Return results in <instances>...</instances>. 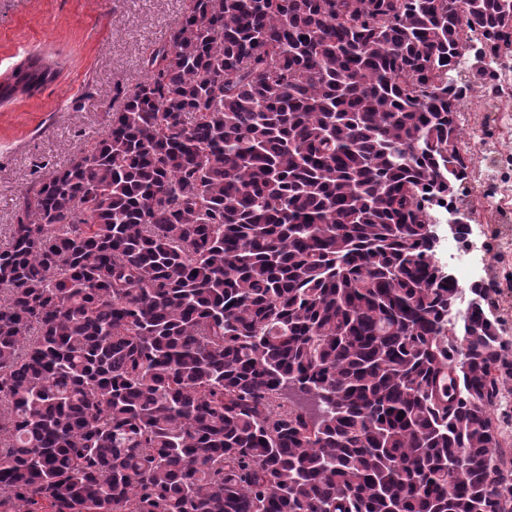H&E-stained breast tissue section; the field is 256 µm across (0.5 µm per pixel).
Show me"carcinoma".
Masks as SVG:
<instances>
[{"mask_svg": "<svg viewBox=\"0 0 512 512\" xmlns=\"http://www.w3.org/2000/svg\"><path fill=\"white\" fill-rule=\"evenodd\" d=\"M511 46L512 0H187L0 243V512H512V347L429 210L448 67Z\"/></svg>", "mask_w": 512, "mask_h": 512, "instance_id": "cac0c4a2", "label": "carcinoma"}]
</instances>
